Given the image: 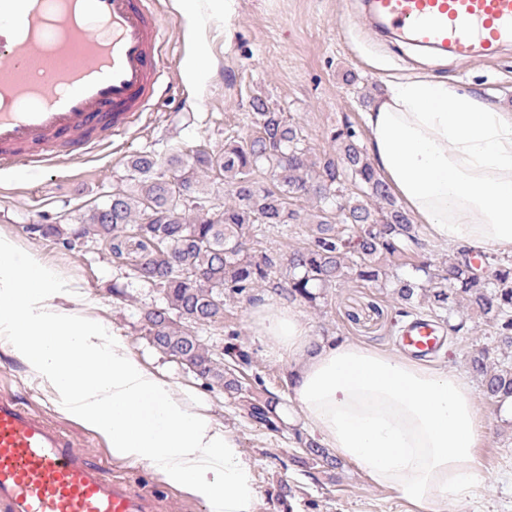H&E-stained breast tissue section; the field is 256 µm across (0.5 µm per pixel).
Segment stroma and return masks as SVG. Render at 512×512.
Returning a JSON list of instances; mask_svg holds the SVG:
<instances>
[{
    "instance_id": "1",
    "label": "stroma",
    "mask_w": 512,
    "mask_h": 512,
    "mask_svg": "<svg viewBox=\"0 0 512 512\" xmlns=\"http://www.w3.org/2000/svg\"><path fill=\"white\" fill-rule=\"evenodd\" d=\"M154 2L169 28L163 48L166 91L131 129L87 159L59 163L32 182L16 178L14 169L0 168V232L24 249L53 259L60 272L83 289L81 297L65 299V306L121 331L146 367L200 397L238 436L253 469L258 512H406L396 490L372 483L347 461L333 469L312 460L297 463L301 450L295 426L284 424L274 432L242 417L237 400L223 389L208 387L156 350L144 320L145 311L158 300L154 288L136 280L128 262L113 255L111 245L91 239L73 248L63 235L80 229L97 205L127 185L132 156L165 157L183 144L216 153L228 136L248 138L253 130L250 101L257 96L302 129L315 157L335 152L331 133L343 121L362 130L361 114L387 75L435 76L512 103V44L490 61L423 53L363 24V0H235L232 14L207 10L203 25L194 27L183 17L178 0ZM201 47L208 66L204 77L193 81L185 74L184 62ZM294 207L300 221L288 234L272 232L248 245L255 260L266 255L276 259L269 283L227 300L223 323L204 333L210 349L220 355L228 331L237 332L236 342L249 351L252 363L235 375L255 394L265 389L286 394L290 374L287 363L265 355V345L255 334L251 309L264 296L293 302L314 337L337 336L390 352L397 351L405 323L399 315L401 304L389 289L354 274L343 286L327 289L317 303L288 299V254L307 242L313 212L306 199L295 201ZM40 224L60 226L62 233L42 235L36 230ZM116 286L124 289V297L113 295ZM494 340L492 323L468 316L465 330L446 334L442 349L427 364L467 374V352ZM0 391L18 394L55 417L90 461L108 464L114 474L155 491L173 502L177 512H207L201 500L171 489L144 467L113 459L106 438L57 411L45 379L1 351ZM476 404L486 420L477 450L482 472L477 501L449 503L446 512H472L476 507L481 512H512V409L481 392ZM284 485L292 489L285 501L279 498Z\"/></svg>"
}]
</instances>
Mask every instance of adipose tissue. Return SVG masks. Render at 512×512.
Returning <instances> with one entry per match:
<instances>
[{
  "label": "adipose tissue",
  "mask_w": 512,
  "mask_h": 512,
  "mask_svg": "<svg viewBox=\"0 0 512 512\" xmlns=\"http://www.w3.org/2000/svg\"><path fill=\"white\" fill-rule=\"evenodd\" d=\"M370 149L402 207L439 244L512 254V109L429 77L391 78L366 114ZM78 285L0 233V338L47 380L58 408L147 465L207 512H257L237 436L201 400L146 369L120 331L60 305ZM253 324L293 368L292 393L319 444L395 489L415 512L474 498L485 423L471 381L348 340H314L293 307L263 301Z\"/></svg>",
  "instance_id": "adipose-tissue-1"
}]
</instances>
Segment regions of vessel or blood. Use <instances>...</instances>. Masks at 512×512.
<instances>
[{
    "label": "vessel or blood",
    "mask_w": 512,
    "mask_h": 512,
    "mask_svg": "<svg viewBox=\"0 0 512 512\" xmlns=\"http://www.w3.org/2000/svg\"><path fill=\"white\" fill-rule=\"evenodd\" d=\"M376 27L458 57L512 42V0H367ZM0 166L48 169L127 132L160 96L167 24L149 0H0ZM404 350H436L411 324ZM0 512H170L90 463L71 433L18 396L0 394Z\"/></svg>",
    "instance_id": "b4317fda"
}]
</instances>
